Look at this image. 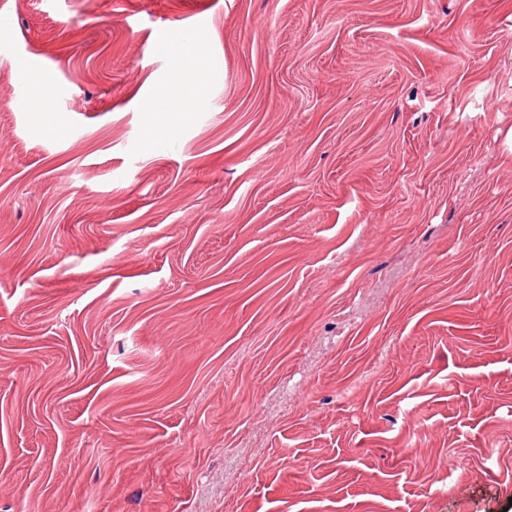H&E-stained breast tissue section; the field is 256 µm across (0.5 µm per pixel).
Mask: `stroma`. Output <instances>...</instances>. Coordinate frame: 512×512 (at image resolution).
Listing matches in <instances>:
<instances>
[{"label":"stroma","instance_id":"stroma-1","mask_svg":"<svg viewBox=\"0 0 512 512\" xmlns=\"http://www.w3.org/2000/svg\"><path fill=\"white\" fill-rule=\"evenodd\" d=\"M508 16L0 0V512H512ZM147 112H152L156 115L155 120L152 122L153 137L160 132L170 131L173 128V123L178 118V114L172 113L174 111L171 109L166 92H160L149 102Z\"/></svg>","mask_w":512,"mask_h":512}]
</instances>
